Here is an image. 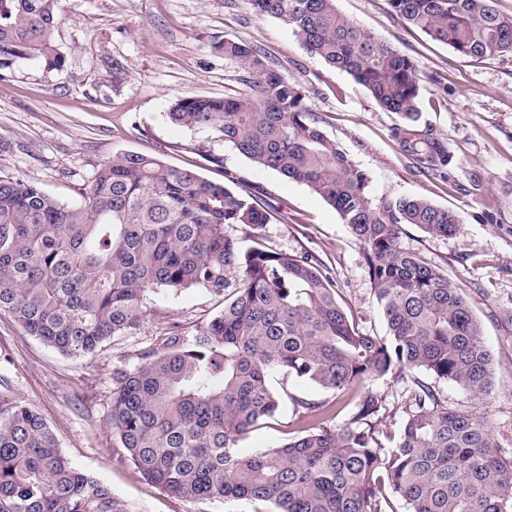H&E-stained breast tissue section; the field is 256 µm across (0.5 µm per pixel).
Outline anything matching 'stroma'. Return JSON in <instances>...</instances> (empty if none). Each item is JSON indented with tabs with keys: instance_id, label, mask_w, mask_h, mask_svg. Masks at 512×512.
Masks as SVG:
<instances>
[{
	"instance_id": "1",
	"label": "stroma",
	"mask_w": 512,
	"mask_h": 512,
	"mask_svg": "<svg viewBox=\"0 0 512 512\" xmlns=\"http://www.w3.org/2000/svg\"><path fill=\"white\" fill-rule=\"evenodd\" d=\"M55 41L65 65L49 71L35 59L0 68V178L36 182L52 198L80 200L101 163L119 152L150 154L203 178L260 197L269 224L225 225L242 249L255 244L311 253L334 281L340 305L360 331L387 334L363 250L336 211L307 186L255 166L208 129L171 123L165 113L184 96L247 93L244 70L218 46L232 39L257 49L289 84L302 88L326 135L369 178L374 198L426 199L457 212L448 237L406 227L402 243L445 271L479 318L493 357L494 391L480 401L439 381L448 407L484 414L496 440L512 444V54L468 58L431 42L395 18L388 0H336L337 9L417 65L423 91L417 130L448 147L435 173L416 169L396 134L400 118L380 108L346 73L312 57L281 21L256 15L247 0H62ZM221 299L197 288L150 295L140 330L75 361L30 336L0 313V402L20 400L55 431L61 451L108 486L128 512H255L248 502H192L145 481L115 447L108 427L112 374L162 350L166 332L186 336L210 321ZM280 407L242 440L251 453L293 437L298 401H334V393L279 376ZM380 395L374 418L382 442L398 437L412 403L411 378L367 381Z\"/></svg>"
}]
</instances>
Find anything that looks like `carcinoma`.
I'll use <instances>...</instances> for the list:
<instances>
[{"label": "carcinoma", "instance_id": "cac0c4a2", "mask_svg": "<svg viewBox=\"0 0 512 512\" xmlns=\"http://www.w3.org/2000/svg\"><path fill=\"white\" fill-rule=\"evenodd\" d=\"M290 27L310 55L349 74L400 116L404 151L432 171L450 162L440 140L414 129L421 78L398 46L342 15L336 0H247ZM394 14L459 54H512V15L496 0H388ZM60 0H0V61L62 66ZM248 72L250 92L175 99L166 117L208 128L259 167L304 184L359 245L388 329H355L324 265L310 253L242 251L226 224L260 228L252 196L164 160L121 152L100 165L80 202L63 204L22 178L0 179V311L71 359L134 334L144 302L199 288L224 309L192 338L169 328L162 351L112 376L109 426L136 470L193 501L250 500L269 512H383L390 489L406 512H512V448L480 415L450 408L415 378V408L395 444L376 437L382 399L365 392L341 410L299 403L309 425L272 448L238 442L275 416L273 377L341 394L389 374L424 373L477 398L492 394L483 327L448 274L402 244L404 227L455 234L460 217L413 197L375 199L367 175L320 128L305 93L241 42L220 45ZM0 512H128L58 447L22 402L0 404Z\"/></svg>", "mask_w": 512, "mask_h": 512}]
</instances>
